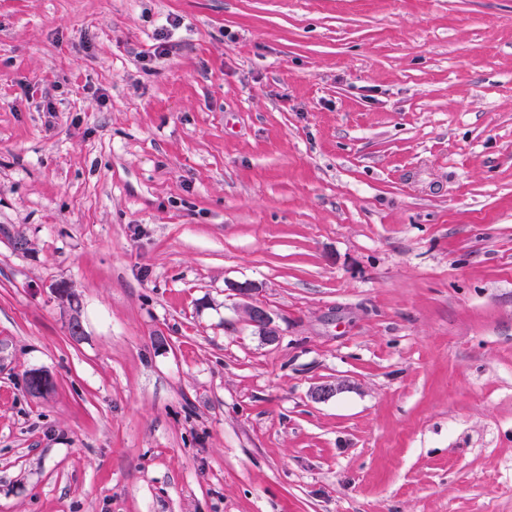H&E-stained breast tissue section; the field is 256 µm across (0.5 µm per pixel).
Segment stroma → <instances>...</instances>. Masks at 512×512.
<instances>
[{"label": "stroma", "mask_w": 512, "mask_h": 512, "mask_svg": "<svg viewBox=\"0 0 512 512\" xmlns=\"http://www.w3.org/2000/svg\"><path fill=\"white\" fill-rule=\"evenodd\" d=\"M0 512H512V0H0ZM244 313L246 322L253 326L260 336H264L268 343L278 341L273 315L265 306L250 302L244 305Z\"/></svg>", "instance_id": "obj_1"}]
</instances>
